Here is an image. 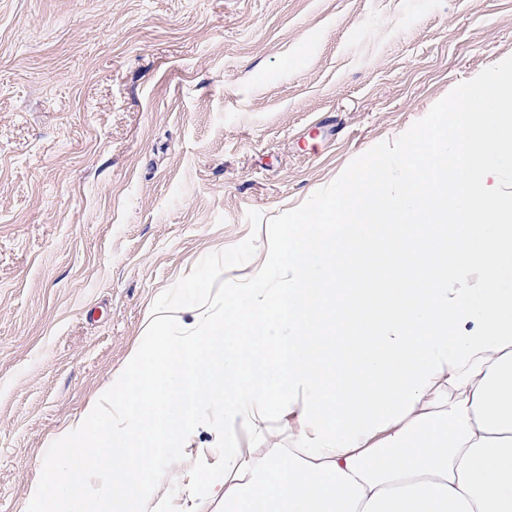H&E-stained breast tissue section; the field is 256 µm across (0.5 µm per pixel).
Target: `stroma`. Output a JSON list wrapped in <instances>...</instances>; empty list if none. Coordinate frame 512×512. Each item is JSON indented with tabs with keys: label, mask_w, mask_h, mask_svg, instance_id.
Wrapping results in <instances>:
<instances>
[{
	"label": "stroma",
	"mask_w": 512,
	"mask_h": 512,
	"mask_svg": "<svg viewBox=\"0 0 512 512\" xmlns=\"http://www.w3.org/2000/svg\"><path fill=\"white\" fill-rule=\"evenodd\" d=\"M512 68V0H0V512H32L54 449L149 324L220 315L282 225L329 205L458 86ZM144 469L140 512H224L225 446L264 433L201 409Z\"/></svg>",
	"instance_id": "35a3bbf8"
}]
</instances>
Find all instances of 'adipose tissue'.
Listing matches in <instances>:
<instances>
[{
	"label": "adipose tissue",
	"instance_id": "obj_1",
	"mask_svg": "<svg viewBox=\"0 0 512 512\" xmlns=\"http://www.w3.org/2000/svg\"><path fill=\"white\" fill-rule=\"evenodd\" d=\"M399 194L380 170L283 225L279 287L224 290V315L178 337L155 318L115 395L121 427L88 411L34 502L103 512L74 492L90 462L112 512L152 489L133 456L168 459L194 403L260 431L289 409L295 445L224 458V512H512V82L463 83L448 123L405 143Z\"/></svg>",
	"mask_w": 512,
	"mask_h": 512
}]
</instances>
